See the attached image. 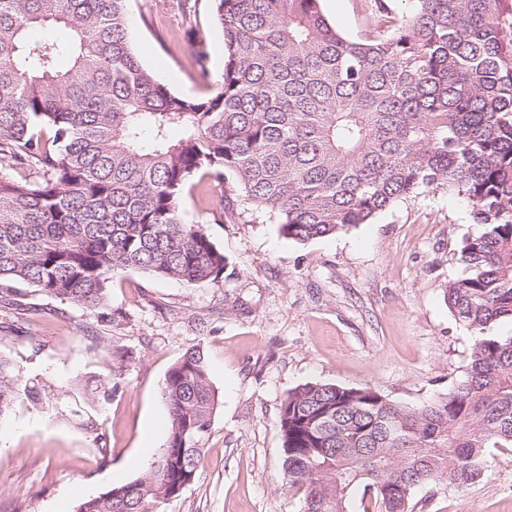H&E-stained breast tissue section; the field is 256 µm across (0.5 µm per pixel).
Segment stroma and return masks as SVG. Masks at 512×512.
I'll list each match as a JSON object with an SVG mask.
<instances>
[{"instance_id": "obj_1", "label": "stroma", "mask_w": 512, "mask_h": 512, "mask_svg": "<svg viewBox=\"0 0 512 512\" xmlns=\"http://www.w3.org/2000/svg\"><path fill=\"white\" fill-rule=\"evenodd\" d=\"M341 34L367 30L368 0H321ZM132 47L184 96L224 69L211 0H129ZM204 47L203 61L189 42ZM221 192L203 185L182 205L226 258L218 282L188 285L131 270L117 276L102 313L25 286L24 313L0 307V358L46 389L0 417V512H74L84 499L136 478L168 439L161 385L201 347L218 396L204 470L165 512H302L282 484L279 415L307 382L371 386L417 408L467 370L472 338L444 290L477 229L472 205L425 192L333 237L294 242L275 218L236 194L223 222ZM125 346L113 374L107 342ZM424 512H512V450L488 458L485 477L449 492L423 487Z\"/></svg>"}]
</instances>
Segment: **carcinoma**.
<instances>
[{"instance_id":"obj_1","label":"carcinoma","mask_w":512,"mask_h":512,"mask_svg":"<svg viewBox=\"0 0 512 512\" xmlns=\"http://www.w3.org/2000/svg\"><path fill=\"white\" fill-rule=\"evenodd\" d=\"M128 0H0V303L18 286L97 313L113 278L193 285L224 253L182 202L233 180L295 242L368 224L425 190L467 199L480 230L459 248L451 314L473 339L466 376L420 408L366 386L307 382L281 406L282 484L304 512H421L420 487L486 474L512 448V0H371L369 33L334 29L320 0H212L224 69L176 93L131 47ZM177 129L180 135L171 136ZM40 400L0 358V417ZM161 396L167 446L136 479L74 512H164L203 470L216 405L187 350Z\"/></svg>"}]
</instances>
